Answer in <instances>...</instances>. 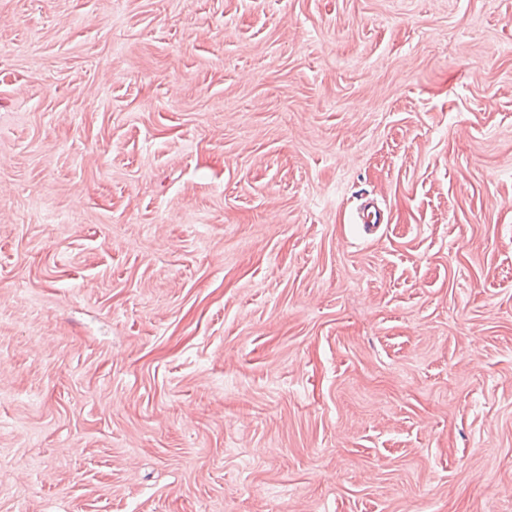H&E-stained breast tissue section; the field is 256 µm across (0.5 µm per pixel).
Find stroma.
Returning a JSON list of instances; mask_svg holds the SVG:
<instances>
[{"label":"stroma","instance_id":"1","mask_svg":"<svg viewBox=\"0 0 512 512\" xmlns=\"http://www.w3.org/2000/svg\"><path fill=\"white\" fill-rule=\"evenodd\" d=\"M0 512H512V0H0Z\"/></svg>","mask_w":512,"mask_h":512}]
</instances>
